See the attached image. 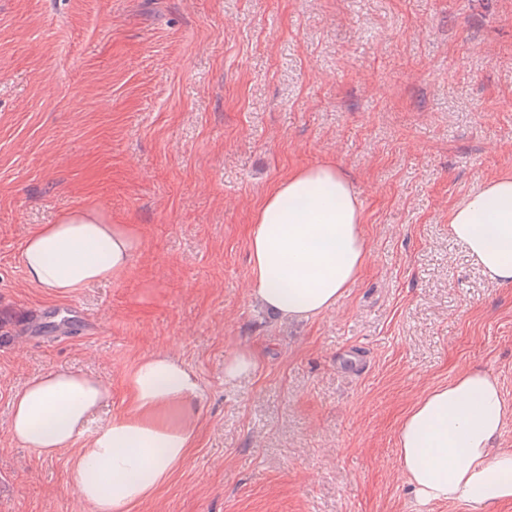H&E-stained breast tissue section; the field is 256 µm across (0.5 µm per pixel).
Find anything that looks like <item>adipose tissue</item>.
I'll use <instances>...</instances> for the list:
<instances>
[{"instance_id": "ef3b65f1", "label": "adipose tissue", "mask_w": 512, "mask_h": 512, "mask_svg": "<svg viewBox=\"0 0 512 512\" xmlns=\"http://www.w3.org/2000/svg\"><path fill=\"white\" fill-rule=\"evenodd\" d=\"M363 208L335 164L293 172L259 206L248 232L251 293L272 314L310 320L334 307L367 255ZM488 278L512 285V173L482 183L449 217ZM139 239L130 224H107L90 209L62 215L29 235L20 263L27 279L57 296L122 277ZM129 406L94 424L110 385L79 371L32 377L13 397L10 433L22 447L53 456L88 443L70 471L94 512H129L152 497L185 460L196 434L197 374L165 352L128 374ZM512 418L498 381L480 369L422 395L405 414L398 459L418 503L463 501L481 508L512 499V449L496 447Z\"/></svg>"}]
</instances>
